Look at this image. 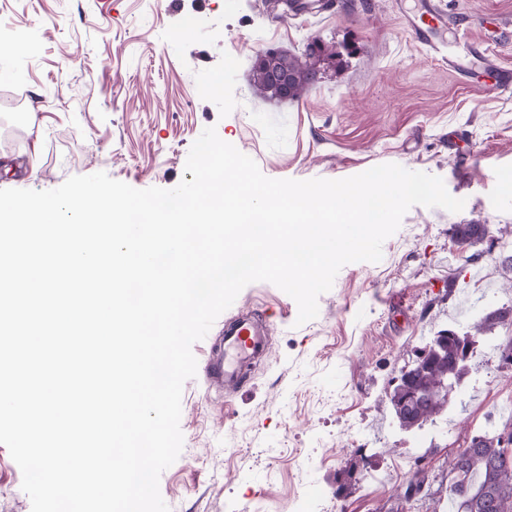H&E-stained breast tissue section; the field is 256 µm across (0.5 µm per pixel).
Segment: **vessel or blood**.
<instances>
[{
    "instance_id": "1",
    "label": "vessel or blood",
    "mask_w": 512,
    "mask_h": 512,
    "mask_svg": "<svg viewBox=\"0 0 512 512\" xmlns=\"http://www.w3.org/2000/svg\"><path fill=\"white\" fill-rule=\"evenodd\" d=\"M450 21L442 0H424L418 15L404 17L403 27L415 44L436 50L440 47L436 34L447 28ZM461 38L465 54L449 57L450 69L465 79L478 66L492 73L494 88L512 85V70L500 67L482 41L466 30L462 31ZM268 343L269 330L259 315L240 312L227 318L221 338L222 354L207 366L208 382L223 386L228 394L239 391L247 382L248 367L263 356Z\"/></svg>"
}]
</instances>
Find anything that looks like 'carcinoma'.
<instances>
[{
  "label": "carcinoma",
  "mask_w": 512,
  "mask_h": 512,
  "mask_svg": "<svg viewBox=\"0 0 512 512\" xmlns=\"http://www.w3.org/2000/svg\"><path fill=\"white\" fill-rule=\"evenodd\" d=\"M334 56L335 52L325 45L316 53L307 45L299 55L288 54V67L294 74L288 90H281L257 68L253 69V82L272 97L295 100L317 82V65ZM485 231L482 224L455 225V237L464 246L475 245ZM501 325H512V307L487 313L470 332L448 329L431 338L417 356L424 367L400 373V380L390 394L400 428L408 431L432 422L445 410V394L453 392L459 384L476 338ZM406 392L418 393L420 399L409 407L399 405L398 400ZM450 473L453 477L448 485L449 512H512V430L493 437H472L454 455Z\"/></svg>",
  "instance_id": "carcinoma-1"
}]
</instances>
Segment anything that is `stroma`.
<instances>
[{
    "mask_svg": "<svg viewBox=\"0 0 512 512\" xmlns=\"http://www.w3.org/2000/svg\"><path fill=\"white\" fill-rule=\"evenodd\" d=\"M512 68V0H445ZM419 0H0V189L49 190L106 172L137 189L176 187L208 127L273 179H343L395 163L440 177L459 212L411 207L379 262H354L297 324L293 298L247 285L233 310L269 325L267 357L227 396L203 374L182 391V451L160 476L169 512H448L450 460L478 431L512 424V326L479 337L435 421L396 424L389 394L436 332H466L512 306V88L485 92L416 45ZM332 46L295 101L258 90V51ZM458 224L488 233L469 249ZM429 498L398 504L414 474ZM0 445V512H31Z\"/></svg>",
    "mask_w": 512,
    "mask_h": 512,
    "instance_id": "obj_1",
    "label": "stroma"
}]
</instances>
